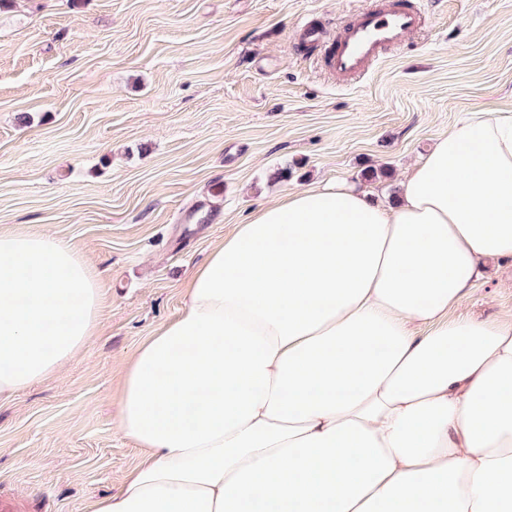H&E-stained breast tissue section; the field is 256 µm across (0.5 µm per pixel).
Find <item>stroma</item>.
<instances>
[{"mask_svg": "<svg viewBox=\"0 0 512 512\" xmlns=\"http://www.w3.org/2000/svg\"><path fill=\"white\" fill-rule=\"evenodd\" d=\"M369 2L0 9V231L76 246L102 295L63 371L0 401V490L26 512H87L118 493L139 459L112 408L125 365L225 234L318 182L391 198L465 113L512 111V0H417L422 27L346 82L304 29L335 35ZM462 311L512 315V260L488 263Z\"/></svg>", "mask_w": 512, "mask_h": 512, "instance_id": "stroma-1", "label": "stroma"}]
</instances>
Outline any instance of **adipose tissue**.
Segmentation results:
<instances>
[{
    "mask_svg": "<svg viewBox=\"0 0 512 512\" xmlns=\"http://www.w3.org/2000/svg\"><path fill=\"white\" fill-rule=\"evenodd\" d=\"M512 259V113H466L387 204L258 208L125 368L141 450L90 512H512V316L449 310Z\"/></svg>",
    "mask_w": 512,
    "mask_h": 512,
    "instance_id": "obj_1",
    "label": "adipose tissue"
}]
</instances>
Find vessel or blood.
Masks as SVG:
<instances>
[{
	"mask_svg": "<svg viewBox=\"0 0 512 512\" xmlns=\"http://www.w3.org/2000/svg\"><path fill=\"white\" fill-rule=\"evenodd\" d=\"M421 23L410 0H390L387 6L360 11L330 42H323L315 30L308 39L311 46H322L328 66L347 80L367 73L385 50L401 44Z\"/></svg>",
	"mask_w": 512,
	"mask_h": 512,
	"instance_id": "obj_1",
	"label": "vessel or blood"
}]
</instances>
